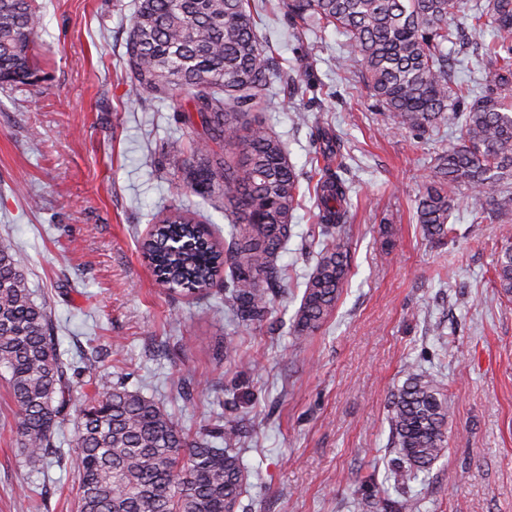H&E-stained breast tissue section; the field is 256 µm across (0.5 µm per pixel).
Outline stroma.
Listing matches in <instances>:
<instances>
[{
    "label": "stroma",
    "mask_w": 512,
    "mask_h": 512,
    "mask_svg": "<svg viewBox=\"0 0 512 512\" xmlns=\"http://www.w3.org/2000/svg\"><path fill=\"white\" fill-rule=\"evenodd\" d=\"M278 3L269 0L259 30L278 64L275 103L261 117L305 172L317 129L339 134L352 186L350 270L315 336L298 345L290 334L315 264L309 195L262 326L236 324L223 280L185 297L145 261L151 219L171 205L196 211L219 245L229 236L223 210L172 174L169 150H189L191 139L178 112L135 89L125 56L134 0H37L40 78L0 88V238L24 258L65 361L83 365L97 347V372L152 397L185 432L238 429L253 477L237 512H384L398 496L391 395L412 361L448 394L447 450L429 480L410 484L420 512H512V298L495 273L499 226L473 223L462 196L445 243L424 237L415 199L454 133L414 141L339 69L345 37L330 27L297 38ZM291 76L309 82L306 96L287 97ZM297 111L306 122H295ZM7 378L0 367V512H78L81 396L55 430L61 462L33 467L17 442ZM22 485L29 497L19 496Z\"/></svg>",
    "instance_id": "stroma-1"
}]
</instances>
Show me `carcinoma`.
<instances>
[{
  "mask_svg": "<svg viewBox=\"0 0 512 512\" xmlns=\"http://www.w3.org/2000/svg\"><path fill=\"white\" fill-rule=\"evenodd\" d=\"M297 37L329 26L350 46L343 66L361 74L369 96L417 140L440 124L457 142L433 159L416 221L433 243L448 238L454 199L465 193L474 219L502 224L499 288L512 295V0H282ZM41 25L36 0H0V83L34 76ZM495 34L486 39L487 27ZM488 66L470 85L458 77L468 55ZM129 70L145 100L172 102L183 124L201 127L191 155L169 152V165L195 195L224 197L230 244L171 250L203 228L195 212L175 207L156 221L141 248L154 275L187 295L224 275V301L239 324L268 320L278 260L293 234L303 174L282 142L256 118L272 104L277 71L259 34L250 0H138L126 43ZM324 166L312 185L319 224L315 267L292 329L299 343L336 307L349 271L351 185L340 174L342 140L317 130ZM0 367L16 408L26 462L51 464L54 430L78 388L91 386L77 415L75 465L79 512H235L249 473L229 426L190 436L154 399L101 376L73 370L57 350L45 304L28 287L22 259L0 239ZM390 445L407 465L403 477L428 470L446 451L448 398L442 383L416 363L391 397ZM389 512H419L406 492Z\"/></svg>",
  "mask_w": 512,
  "mask_h": 512,
  "instance_id": "1",
  "label": "carcinoma"
}]
</instances>
